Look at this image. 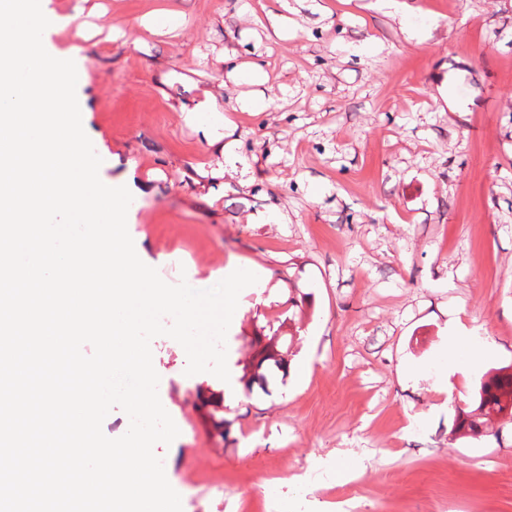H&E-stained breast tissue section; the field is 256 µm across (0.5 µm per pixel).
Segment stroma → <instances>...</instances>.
Wrapping results in <instances>:
<instances>
[{
    "mask_svg": "<svg viewBox=\"0 0 512 512\" xmlns=\"http://www.w3.org/2000/svg\"><path fill=\"white\" fill-rule=\"evenodd\" d=\"M41 2L88 25L44 41L85 50L86 134L139 258L206 289L250 269L228 361L242 376L269 340L288 360L229 395L152 340L183 512H338L346 478L361 512H512V419L451 433L512 364V0H301L284 39L279 0ZM157 12L180 27H139ZM252 64L262 82L235 75ZM205 90L267 102L225 113L236 162L184 120ZM454 334L491 344L483 368L441 358Z\"/></svg>",
    "mask_w": 512,
    "mask_h": 512,
    "instance_id": "stroma-1",
    "label": "stroma"
}]
</instances>
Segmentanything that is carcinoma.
I'll return each mask as SVG.
<instances>
[{
    "instance_id": "1",
    "label": "carcinoma",
    "mask_w": 512,
    "mask_h": 512,
    "mask_svg": "<svg viewBox=\"0 0 512 512\" xmlns=\"http://www.w3.org/2000/svg\"><path fill=\"white\" fill-rule=\"evenodd\" d=\"M266 364L281 370L286 368L287 360L266 346L257 354L255 370L263 369ZM509 397H512V364L485 374V380L476 388L472 404L458 408L453 431L473 439L485 436V425L490 417L506 411L512 414V406L507 404Z\"/></svg>"
}]
</instances>
